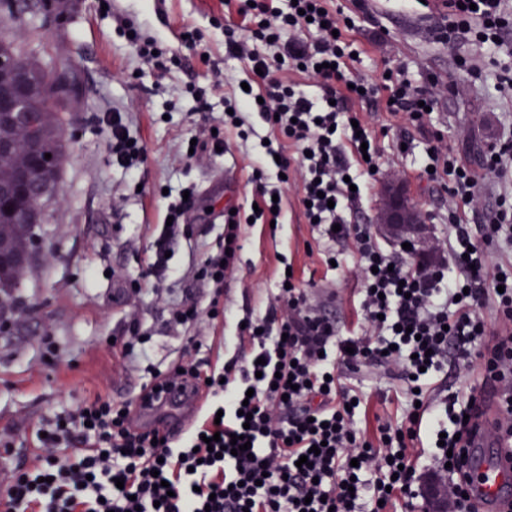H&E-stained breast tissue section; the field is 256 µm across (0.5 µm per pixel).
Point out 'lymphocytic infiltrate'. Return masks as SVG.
Wrapping results in <instances>:
<instances>
[{
  "instance_id": "f902f5d3",
  "label": "lymphocytic infiltrate",
  "mask_w": 512,
  "mask_h": 512,
  "mask_svg": "<svg viewBox=\"0 0 512 512\" xmlns=\"http://www.w3.org/2000/svg\"><path fill=\"white\" fill-rule=\"evenodd\" d=\"M224 7L240 17H214L224 48L254 72L247 87L225 93L223 129L205 132L194 150L212 155L227 148L229 135L248 139L243 120L259 115L269 143L251 162L254 218L275 219L265 180L276 169L295 187L306 219L317 220L329 241L349 244L364 293L363 334L332 355L335 322L288 276L267 314L246 318L237 356L212 367L214 402L183 440L169 430L139 431L130 402L78 405L41 424L36 454L7 486L9 512H359L363 502L370 512H391L410 507L422 470L450 474L448 512H471L464 453L479 415L476 397H440L433 377L446 365L478 374L495 384L501 416H512V277L489 262L492 250L512 247V193L505 189L512 139L489 147L476 173L431 134L434 171L426 179L448 184V238L435 246L434 264L387 253L370 225L347 219L371 189L361 172L380 159L372 116L384 112L424 129L439 101L437 82L352 78L360 47L334 0H224ZM447 7L449 38L484 39L495 67L512 54V0H447ZM119 23L142 59L164 71L181 66L165 42L129 18ZM103 124L113 164L138 169L146 147L126 143L123 113H105ZM347 147L358 164L346 160ZM468 212L479 218L481 235L463 224ZM224 220L227 249L205 254L187 272L218 291L237 272L242 248L243 215ZM352 366L399 381L400 423H381L373 435L357 427L348 409L356 390L343 379ZM235 435L250 441L249 451L231 454Z\"/></svg>"
}]
</instances>
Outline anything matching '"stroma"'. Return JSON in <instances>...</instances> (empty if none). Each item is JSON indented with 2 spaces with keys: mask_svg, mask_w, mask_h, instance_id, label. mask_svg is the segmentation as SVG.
Instances as JSON below:
<instances>
[{
  "mask_svg": "<svg viewBox=\"0 0 512 512\" xmlns=\"http://www.w3.org/2000/svg\"><path fill=\"white\" fill-rule=\"evenodd\" d=\"M371 14L359 22L356 38L363 50L358 74L378 78L387 68L404 69L418 83L435 79L448 88L425 130L389 128L378 114L380 172L363 213L376 223L385 185L403 182L430 229L431 239L448 235V195L421 177L428 133L440 132L471 168H479L487 146L502 126L512 127V97L497 90V72L484 65L486 48L470 39L443 41L441 11L426 0H367ZM219 0H164L163 17L153 14V0H123L121 12L137 19L157 38L177 50L182 68L158 75L141 60L116 22L100 12L98 0H46L39 16L16 0L0 5V37L9 39L48 69L67 71L72 91L65 103L63 139L67 150L57 193L44 204L45 221L35 230L33 255L15 291L8 328L0 329V439L10 451L0 454V470L30 460L35 433L46 418L101 395L138 401L151 383L145 363L125 359L128 322L137 317L141 332L151 334L152 361L160 370L180 363L184 349L196 358L222 364L237 353L238 323L264 315L277 293L285 263L310 283L313 300L330 298L337 337L359 334L363 295L352 275L346 245L336 247L338 266L326 262L318 234L306 224L294 191H286L278 226L247 224L239 272L224 290L225 318L192 329L170 328L164 299L131 286H146L147 264L162 230L168 201L194 187L190 222L170 246V275L196 264L204 249L214 248L224 231V210L249 206V153L260 148L266 126L253 119L247 143L231 139L226 153L186 160L184 147L201 128L221 125L224 91L211 86L210 66L220 62L226 74L243 80L245 65L224 51V34L211 17ZM201 34L200 49L182 44L184 25ZM206 88L211 109L198 112L181 87ZM119 109L133 137L147 148L138 176L113 166L106 135L97 121ZM410 148L399 153V139ZM168 196H161V189ZM397 380L369 375L358 387L367 406L361 428L395 411L389 398Z\"/></svg>",
  "mask_w": 512,
  "mask_h": 512,
  "instance_id": "obj_1",
  "label": "stroma"
}]
</instances>
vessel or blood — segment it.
Segmentation results:
<instances>
[{
  "label": "vessel or blood",
  "instance_id": "vessel-or-blood-1",
  "mask_svg": "<svg viewBox=\"0 0 512 512\" xmlns=\"http://www.w3.org/2000/svg\"><path fill=\"white\" fill-rule=\"evenodd\" d=\"M481 416L468 440L472 493L477 512H512V439L499 427V407L489 389L478 392Z\"/></svg>",
  "mask_w": 512,
  "mask_h": 512
}]
</instances>
